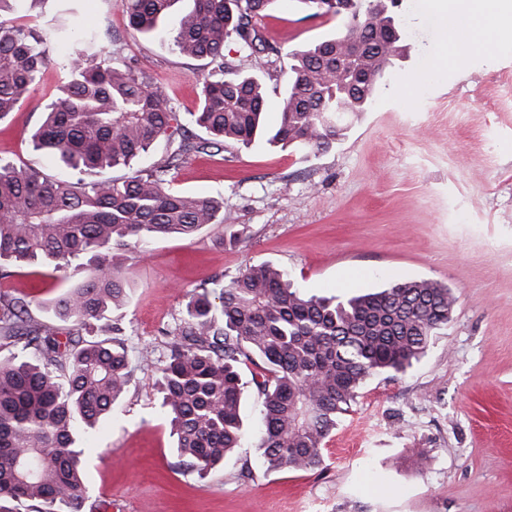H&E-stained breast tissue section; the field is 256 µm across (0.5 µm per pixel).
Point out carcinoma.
I'll return each instance as SVG.
<instances>
[{"label":"carcinoma","instance_id":"1","mask_svg":"<svg viewBox=\"0 0 512 512\" xmlns=\"http://www.w3.org/2000/svg\"><path fill=\"white\" fill-rule=\"evenodd\" d=\"M14 2L0 0V120L47 66L65 70L70 80L45 107L31 141L71 174L52 178L0 160V271L37 266L79 279L50 307L52 321L32 317L21 297L0 298V341H21L27 352L0 363V502L83 512L81 437L112 414L134 374L123 329L110 318L129 302L117 259L224 222V201L172 187L188 155L261 137L282 149L330 150L347 130L343 114L367 110L384 71L404 51L396 35L399 0H354L346 34L288 53V85L272 129L253 61L262 48L278 54L259 27L276 0H192L175 17L178 0H124L133 29L150 33L171 17L178 52L211 66L199 79L193 113L206 141L186 134L152 78L118 63L95 37L52 58L48 46L58 30L1 19ZM229 40L238 44L231 60L224 58ZM161 136L179 138L177 148L148 168L134 167ZM105 168L128 173L98 178ZM456 302L447 285L423 278L345 300L308 296L269 262L201 284L158 381L182 464L203 479L239 447L250 386L262 399L256 450L267 469L318 468L365 381L410 368L448 325ZM244 365L253 366L247 383Z\"/></svg>","mask_w":512,"mask_h":512}]
</instances>
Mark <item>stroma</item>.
I'll use <instances>...</instances> for the list:
<instances>
[{"instance_id": "35a3bbf8", "label": "stroma", "mask_w": 512, "mask_h": 512, "mask_svg": "<svg viewBox=\"0 0 512 512\" xmlns=\"http://www.w3.org/2000/svg\"><path fill=\"white\" fill-rule=\"evenodd\" d=\"M123 0H17L5 18L93 30L149 75L199 134L193 111L204 61L181 56L171 24L132 29ZM405 50L367 111L345 118L327 152L226 145L190 156L175 189L224 202V221L194 238L156 240L120 272L136 371L111 419L85 435L84 512H512V43L443 58L444 21L402 0ZM344 16L277 0L260 27L289 52L345 34ZM68 76L48 68L0 121V159L63 176L30 135ZM281 267L305 294L346 299L406 279L451 288L457 304L425 355L370 377L311 471H270L255 450L260 401L247 392L241 448L206 479L179 465L155 381L194 290L248 264ZM74 284L9 269L0 296L48 317Z\"/></svg>"}]
</instances>
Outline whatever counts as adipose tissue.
<instances>
[{
    "label": "adipose tissue",
    "instance_id": "adipose-tissue-1",
    "mask_svg": "<svg viewBox=\"0 0 512 512\" xmlns=\"http://www.w3.org/2000/svg\"><path fill=\"white\" fill-rule=\"evenodd\" d=\"M497 0H424V7L437 11L449 20V50H456L461 37L495 51L502 43L512 40V24L505 22L496 11Z\"/></svg>",
    "mask_w": 512,
    "mask_h": 512
}]
</instances>
